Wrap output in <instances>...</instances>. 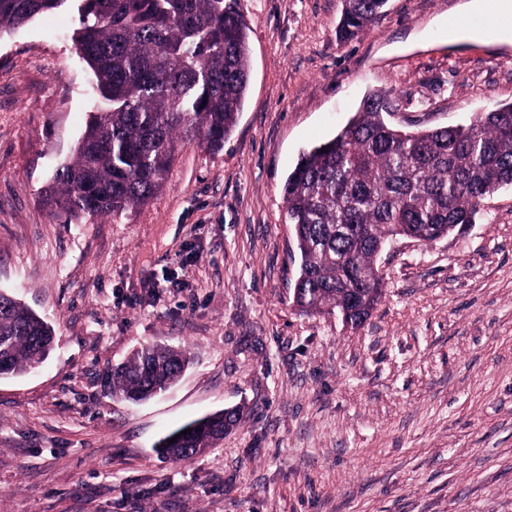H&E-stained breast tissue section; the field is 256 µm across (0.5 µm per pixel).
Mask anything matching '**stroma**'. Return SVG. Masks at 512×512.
Here are the masks:
<instances>
[{
    "mask_svg": "<svg viewBox=\"0 0 512 512\" xmlns=\"http://www.w3.org/2000/svg\"><path fill=\"white\" fill-rule=\"evenodd\" d=\"M460 0H389L336 38L342 0H235L250 77L221 148L178 147L165 186L115 218L42 203L97 98L75 0L0 36V292L55 331L0 379V512H512V187L477 224L378 255L363 325L293 302L282 195L302 152L370 92L406 131L512 103V46L448 44ZM145 344L184 350L140 403L102 379ZM242 418L185 463L160 441Z\"/></svg>",
    "mask_w": 512,
    "mask_h": 512,
    "instance_id": "stroma-1",
    "label": "stroma"
}]
</instances>
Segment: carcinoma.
<instances>
[{"label":"carcinoma","mask_w":512,"mask_h":512,"mask_svg":"<svg viewBox=\"0 0 512 512\" xmlns=\"http://www.w3.org/2000/svg\"><path fill=\"white\" fill-rule=\"evenodd\" d=\"M66 0H0V34ZM338 35L378 20L387 0H344ZM77 50L103 106L72 157L56 169L43 200L65 222L114 217L163 186L178 146L219 148L237 123L248 89L247 26L232 0H78ZM394 104L373 92L336 135L304 152L283 186L299 253L294 303L361 325L381 295L379 243L395 236L434 241L476 223L491 195L512 186V103L467 125L406 132L386 116ZM54 330L0 292V362L11 375L46 358ZM185 352L145 345L112 369V394L149 399L174 383ZM217 412L163 439L175 463L212 448L236 424ZM176 438L173 443L168 439Z\"/></svg>","instance_id":"carcinoma-1"}]
</instances>
